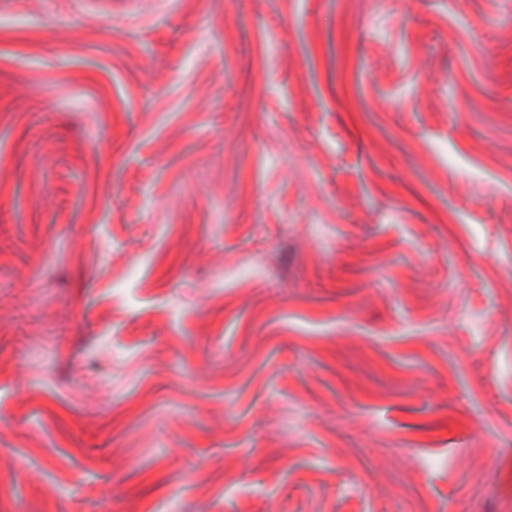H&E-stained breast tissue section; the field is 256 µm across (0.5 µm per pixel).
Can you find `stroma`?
<instances>
[{
  "instance_id": "35a3bbf8",
  "label": "stroma",
  "mask_w": 512,
  "mask_h": 512,
  "mask_svg": "<svg viewBox=\"0 0 512 512\" xmlns=\"http://www.w3.org/2000/svg\"><path fill=\"white\" fill-rule=\"evenodd\" d=\"M0 512H512V0H0Z\"/></svg>"
}]
</instances>
